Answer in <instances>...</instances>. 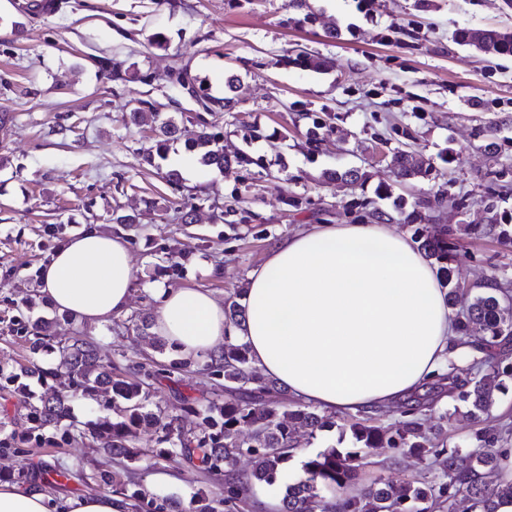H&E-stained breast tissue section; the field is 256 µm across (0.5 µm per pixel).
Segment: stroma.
Returning <instances> with one entry per match:
<instances>
[{
    "instance_id": "obj_1",
    "label": "stroma",
    "mask_w": 512,
    "mask_h": 512,
    "mask_svg": "<svg viewBox=\"0 0 512 512\" xmlns=\"http://www.w3.org/2000/svg\"><path fill=\"white\" fill-rule=\"evenodd\" d=\"M37 0H0V369L18 370L28 355L16 321L53 320L56 338L80 334L120 367L153 363L160 375L146 403L197 433L206 427L179 407L213 381L199 367L165 372L172 348H157L136 328L112 330L57 314L37 297L36 270L69 236L88 227L125 234L135 281L128 309L152 318L158 284L200 287L222 301L238 299L249 272L288 236L312 224H352L439 193L426 226L456 245L453 279L461 300L499 285L512 304V55L483 57L460 44L461 28L512 29V0H309L322 24H299L288 0H60L43 13ZM336 22V39L323 23ZM163 35L165 47L154 44ZM328 58L323 71L297 65L300 50ZM137 70L135 82L104 75L101 62ZM205 77L220 94L225 72L243 83L231 112H202L171 69ZM141 100L174 117L183 141L166 158L151 156L154 124L135 126ZM218 136L224 169L200 166L186 146L199 130ZM322 139L312 148L309 131ZM429 159L427 178L397 183L394 148ZM246 154V163L236 155ZM358 170L357 181L325 180L328 171ZM179 171L181 183L168 180ZM132 215L134 227L117 224ZM169 247L172 259L161 249ZM426 429L444 427L448 446L470 448L483 433L512 443V390L488 414L473 417L447 398L427 408ZM287 466L302 474L307 457L347 448L341 427L308 436ZM392 449H371L364 483L416 480L421 463L391 469ZM72 469L67 480L49 467ZM50 492L106 493L101 472L152 485L180 502L195 492L224 496L219 476L186 463L136 470L89 443L0 455V480L19 470Z\"/></svg>"
}]
</instances>
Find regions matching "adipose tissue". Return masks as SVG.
Listing matches in <instances>:
<instances>
[{
    "label": "adipose tissue",
    "mask_w": 512,
    "mask_h": 512,
    "mask_svg": "<svg viewBox=\"0 0 512 512\" xmlns=\"http://www.w3.org/2000/svg\"><path fill=\"white\" fill-rule=\"evenodd\" d=\"M36 277L53 310L108 323L130 304V245L90 228L62 242ZM154 295L152 331L176 357L203 362L239 338L252 366L290 396L341 415L422 390L461 353L435 266L384 224H314L288 237L250 273L239 326L208 289L161 285ZM0 512H129V505L113 495L57 497L0 481Z\"/></svg>",
    "instance_id": "obj_1"
}]
</instances>
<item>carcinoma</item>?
Listing matches in <instances>:
<instances>
[{
  "label": "carcinoma",
  "instance_id": "obj_1",
  "mask_svg": "<svg viewBox=\"0 0 512 512\" xmlns=\"http://www.w3.org/2000/svg\"><path fill=\"white\" fill-rule=\"evenodd\" d=\"M288 6L303 11V17L298 19L301 24L313 25L319 20L309 0H288ZM457 39L482 56L512 53V32L506 29H462ZM177 82L192 93L206 112H230L239 103L240 84L234 74L225 78L220 96L210 92L204 79L186 72L177 74ZM160 133L154 148L158 156L164 157L170 145L180 139V127L170 117L160 123ZM188 148L198 151L199 160L205 166L222 169L229 163L224 147L205 130L188 142ZM391 169L396 181L402 183L431 175L432 165L397 149L392 152ZM439 204L440 196L435 195L414 202L409 211L400 202L396 204V212L414 225L416 242L438 265L442 285L448 289V305L452 306L457 286L449 264L455 245L446 238L430 239L424 230L425 221ZM457 324L460 344L476 347L494 365L489 373L476 372L473 377L462 379L451 363L448 371L437 375L436 385L453 394L456 402L470 414H486L496 402L497 394L508 391L512 383V362L498 357V348L512 339V309L502 305L496 294L481 292L457 316ZM23 332L31 359L22 372L40 376L44 371L36 355L45 341L52 338V322L37 320L23 328ZM58 351L60 363L55 375L65 377L66 384L52 395L40 397L36 403L30 402L27 388L18 382V375L0 369V392L17 399L29 424L25 435L1 438L0 452L20 453L21 446L32 441L38 446L45 443L59 446L87 440L137 466H154L161 459H181L222 477L224 512H243L252 507L249 497L255 481L268 486L285 484L282 512H313L316 504L320 505V512H430L432 505H446L461 494L470 498L475 512H496L500 499H512V483L503 485L493 480L498 470L495 449H447L434 434L424 430L419 413L429 405L426 395L406 404L402 411L405 420L397 429L383 425L372 416L351 420L348 429L352 447L326 448L308 457L302 464L303 476L286 483V465L298 448L295 427L300 424L313 435L335 427L336 416L309 406L280 402L274 396V382L259 376L249 366L246 345L226 346L218 357L205 364V369L216 379V386L228 393L227 397L181 400L180 409L201 417L211 429L203 436L184 430L170 415L144 411L157 380V374L146 366H139L128 377L112 358L102 357L98 346L79 335L58 341ZM100 393H111L124 401L116 418L100 417L83 428L62 425L71 399L92 398ZM143 431L163 434L171 447L136 446L135 441ZM383 444L402 457L412 456L427 466L435 465L436 475L415 481L378 479L368 486L361 485L360 473L368 450ZM242 457L253 461L249 474L236 467ZM100 479L112 485V493L124 496L133 512H215L216 509L215 502L202 492L193 494L184 507L148 492L143 485L121 484L110 480L106 473L100 474Z\"/></svg>",
  "mask_w": 512,
  "mask_h": 512
}]
</instances>
